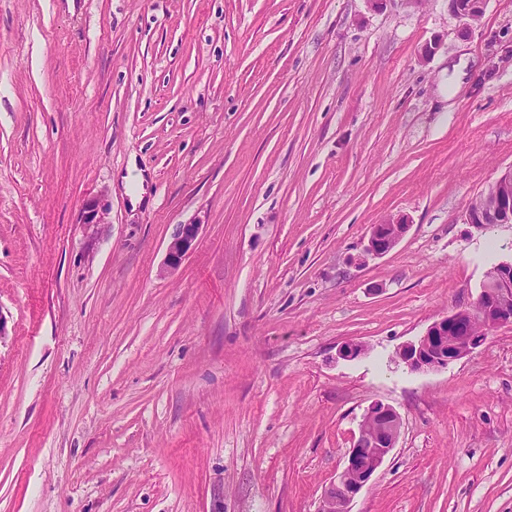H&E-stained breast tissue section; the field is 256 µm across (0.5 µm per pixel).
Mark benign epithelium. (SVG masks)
Segmentation results:
<instances>
[{"label":"benign epithelium","mask_w":512,"mask_h":512,"mask_svg":"<svg viewBox=\"0 0 512 512\" xmlns=\"http://www.w3.org/2000/svg\"><path fill=\"white\" fill-rule=\"evenodd\" d=\"M485 0H448V12L471 22L478 20ZM482 203L467 208L464 220L480 227L512 224V169L491 183L481 195ZM104 212L95 201L86 202L81 215L83 224L104 223ZM408 224L387 222L371 228L364 252L380 257L404 236ZM200 225L178 224L167 245L165 268L178 267L191 253ZM479 321L486 329L512 326V261L496 263L476 300L445 315L428 326L415 342L403 346L399 360L412 372L444 369L473 352L486 337L473 331ZM401 418L390 405L372 402L360 424L358 437L347 453L343 470L325 491L317 512H351L350 504L372 480L376 471L395 448Z\"/></svg>","instance_id":"1"}]
</instances>
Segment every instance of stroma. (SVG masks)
<instances>
[{
	"label": "stroma",
	"instance_id": "1",
	"mask_svg": "<svg viewBox=\"0 0 512 512\" xmlns=\"http://www.w3.org/2000/svg\"><path fill=\"white\" fill-rule=\"evenodd\" d=\"M511 168L512 0H0V512H316L375 400L351 512H512V327L395 358L512 258L463 221ZM485 0H448V11L453 16L471 22L478 20ZM408 227L409 224L399 221L374 225L367 238L364 252L372 257L386 254L400 241ZM199 230V224L195 223L176 225L167 245L163 272L178 267L185 260L193 249ZM400 429V415L392 406L372 402L363 415L358 437L349 448L345 466L325 491L317 512H351V502L395 448Z\"/></svg>",
	"mask_w": 512,
	"mask_h": 512
}]
</instances>
